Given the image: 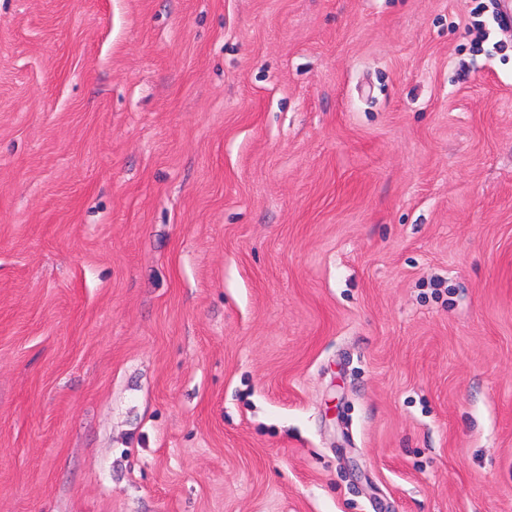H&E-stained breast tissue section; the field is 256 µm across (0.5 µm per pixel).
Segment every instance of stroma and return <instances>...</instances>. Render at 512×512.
<instances>
[{"mask_svg": "<svg viewBox=\"0 0 512 512\" xmlns=\"http://www.w3.org/2000/svg\"><path fill=\"white\" fill-rule=\"evenodd\" d=\"M0 0V512H512V19Z\"/></svg>", "mask_w": 512, "mask_h": 512, "instance_id": "obj_1", "label": "stroma"}]
</instances>
